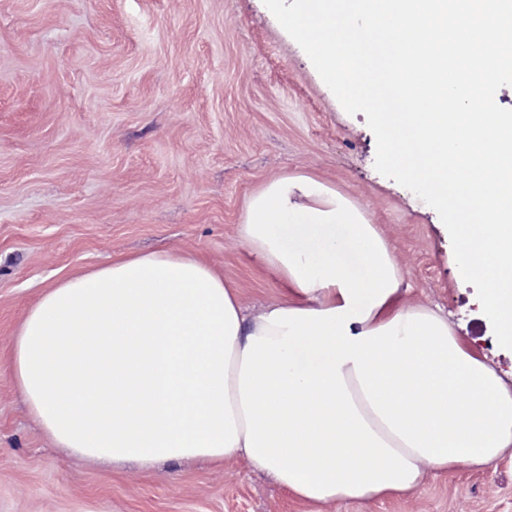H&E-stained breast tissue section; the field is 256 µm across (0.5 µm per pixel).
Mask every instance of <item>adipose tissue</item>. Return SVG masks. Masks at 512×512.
<instances>
[{"label":"adipose tissue","mask_w":512,"mask_h":512,"mask_svg":"<svg viewBox=\"0 0 512 512\" xmlns=\"http://www.w3.org/2000/svg\"><path fill=\"white\" fill-rule=\"evenodd\" d=\"M239 233L283 286L256 316L193 252L118 256L26 309L9 370L56 447L144 467L242 459L316 510L512 451V379L440 308L404 301L363 205L282 174L247 197Z\"/></svg>","instance_id":"1"}]
</instances>
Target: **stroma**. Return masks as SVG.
<instances>
[{
	"instance_id": "stroma-1",
	"label": "stroma",
	"mask_w": 512,
	"mask_h": 512,
	"mask_svg": "<svg viewBox=\"0 0 512 512\" xmlns=\"http://www.w3.org/2000/svg\"><path fill=\"white\" fill-rule=\"evenodd\" d=\"M375 156L365 114L343 109L263 0H0V512H311L242 461L145 469L55 448L8 369L40 293L121 254L193 251L248 313L278 299L238 224L245 198L284 173L366 206L406 300L439 305L512 368L438 213ZM323 512H512V458Z\"/></svg>"
}]
</instances>
